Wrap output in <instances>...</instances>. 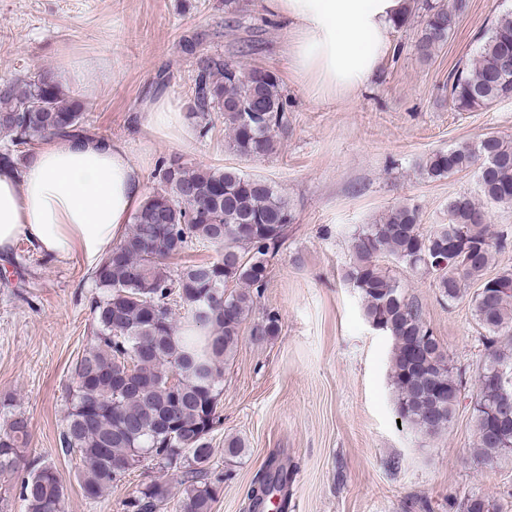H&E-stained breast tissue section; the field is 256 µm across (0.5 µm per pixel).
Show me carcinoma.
I'll use <instances>...</instances> for the list:
<instances>
[{
    "label": "carcinoma",
    "instance_id": "1",
    "mask_svg": "<svg viewBox=\"0 0 512 512\" xmlns=\"http://www.w3.org/2000/svg\"><path fill=\"white\" fill-rule=\"evenodd\" d=\"M469 0L453 5L423 0L418 52L428 57L447 42ZM477 58L458 66L450 97L460 112H473L512 97V12L502 14L480 37ZM199 39L182 45L197 57L189 115L201 136L212 130L211 114L224 115L230 150L260 158L276 149L288 124V97L279 77L245 68L220 55L197 51ZM91 136L81 106L51 74L37 70L0 82V165L20 168L23 149L50 137ZM476 167L489 203L512 205V141L494 134L439 151L422 166L430 178ZM160 190L133 213L123 239L93 272V340L78 357L68 387L59 433L61 451L76 455L75 479L90 500L148 460L189 487L178 512H212L221 480L210 475L211 436L222 422L224 365L237 350L243 324L267 287L270 262L288 240L291 214L275 186L234 168H192L178 158L157 167ZM451 223L420 231L415 207L390 209L376 224L356 229L346 276L361 293L369 323L393 339L391 385L399 417L425 437L452 421L466 385L428 327L421 308L399 281L377 264L382 254L412 270L430 269L440 296L461 299L468 287L483 336L486 361L473 405L478 465L512 459V417L500 418L503 393L512 394V271L485 277L502 244L484 209L465 195L448 204ZM219 250L214 261L167 260L193 246ZM188 322L176 323L172 308ZM281 331L279 316L265 314L251 329L263 343ZM128 357L136 372L123 382ZM28 417L19 412L0 433V475L15 471L30 439ZM292 480L288 462L272 458L248 492L250 512L271 499L284 500ZM24 512H62L65 480L43 463L17 486ZM174 497L171 485L154 479L124 504L125 512H160ZM462 512H503L485 496L470 493Z\"/></svg>",
    "mask_w": 512,
    "mask_h": 512
}]
</instances>
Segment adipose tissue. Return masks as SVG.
Listing matches in <instances>:
<instances>
[{
    "instance_id": "ef3b65f1",
    "label": "adipose tissue",
    "mask_w": 512,
    "mask_h": 512,
    "mask_svg": "<svg viewBox=\"0 0 512 512\" xmlns=\"http://www.w3.org/2000/svg\"><path fill=\"white\" fill-rule=\"evenodd\" d=\"M288 28L289 69L315 96L356 93L377 73L393 48L408 0H264ZM56 81L83 94L95 88L84 58L57 57ZM148 155L134 157L118 140L43 141L22 169L0 167V254L18 239L42 255L89 264L105 258L124 237L144 195Z\"/></svg>"
}]
</instances>
